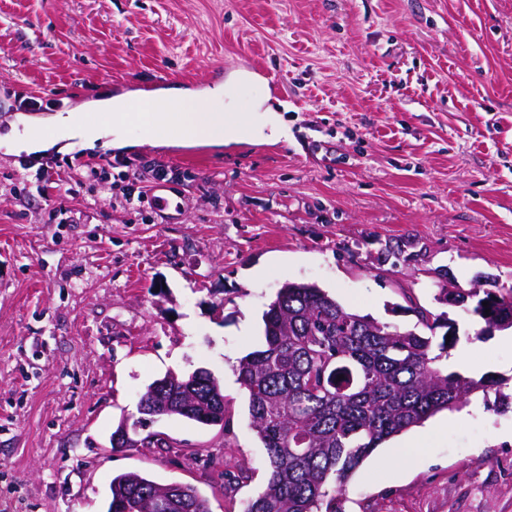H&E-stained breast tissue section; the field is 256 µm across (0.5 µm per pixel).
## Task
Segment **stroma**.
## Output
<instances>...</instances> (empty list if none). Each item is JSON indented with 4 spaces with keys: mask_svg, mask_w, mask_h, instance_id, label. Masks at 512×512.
<instances>
[{
    "mask_svg": "<svg viewBox=\"0 0 512 512\" xmlns=\"http://www.w3.org/2000/svg\"><path fill=\"white\" fill-rule=\"evenodd\" d=\"M240 72L239 110L269 96L287 140L158 144L91 111L172 87L212 110ZM60 114L94 116L113 146L16 152ZM85 161L111 162L110 189L77 182ZM154 165L175 178L127 205ZM484 280L512 288V0H0V512H107L130 471L245 512L267 470L235 368L288 282L403 329L410 303L447 313L449 370L504 380L464 418L440 411V432L382 443L346 512H512V343L475 340L480 318L437 300ZM199 368L223 424L163 417L137 435L166 447L112 450L148 385Z\"/></svg>",
    "mask_w": 512,
    "mask_h": 512,
    "instance_id": "stroma-1",
    "label": "stroma"
}]
</instances>
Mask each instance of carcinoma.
Masks as SVG:
<instances>
[{
    "mask_svg": "<svg viewBox=\"0 0 512 512\" xmlns=\"http://www.w3.org/2000/svg\"><path fill=\"white\" fill-rule=\"evenodd\" d=\"M439 301L483 321L477 340L512 329V292L444 285ZM416 313L430 330L448 328L451 339L436 344L432 336L348 310L314 284L279 289L264 315L262 347L237 367L269 471L246 512H346L345 484L380 444L501 384L492 375L474 379L445 369L442 357L457 341L456 328L443 314L432 320L423 308ZM143 396L146 404L138 410L144 415L211 425L225 412L221 390L209 376L151 384ZM112 512L208 508L192 486L130 472L112 478Z\"/></svg>",
    "mask_w": 512,
    "mask_h": 512,
    "instance_id": "cac0c4a2",
    "label": "carcinoma"
}]
</instances>
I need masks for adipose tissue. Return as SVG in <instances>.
<instances>
[{
  "label": "adipose tissue",
  "instance_id": "1",
  "mask_svg": "<svg viewBox=\"0 0 512 512\" xmlns=\"http://www.w3.org/2000/svg\"><path fill=\"white\" fill-rule=\"evenodd\" d=\"M179 120V136L184 140H205L213 144H228L248 134L268 140L286 138L285 122L278 109L258 100L251 111H236L233 103H226L223 110L192 111L185 92L170 88L155 99L149 108L146 134L159 138L166 134L171 118Z\"/></svg>",
  "mask_w": 512,
  "mask_h": 512
}]
</instances>
